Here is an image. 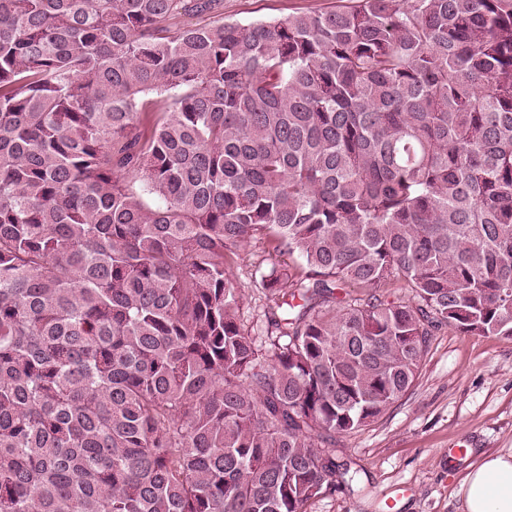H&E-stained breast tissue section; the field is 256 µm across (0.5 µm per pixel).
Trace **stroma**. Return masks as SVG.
<instances>
[{"label": "stroma", "mask_w": 512, "mask_h": 512, "mask_svg": "<svg viewBox=\"0 0 512 512\" xmlns=\"http://www.w3.org/2000/svg\"><path fill=\"white\" fill-rule=\"evenodd\" d=\"M336 0H218L185 25L249 23L296 12L327 11ZM298 258L263 240L240 251L230 272L245 290L242 316L259 323L268 300L258 284L271 267L295 270ZM465 440L466 451L451 447ZM512 448V336H480L442 326L434 331L413 387L377 421L337 438L336 452L357 472L309 502L307 512H456L455 490L480 452Z\"/></svg>", "instance_id": "35a3bbf8"}]
</instances>
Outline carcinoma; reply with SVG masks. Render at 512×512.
<instances>
[{"mask_svg":"<svg viewBox=\"0 0 512 512\" xmlns=\"http://www.w3.org/2000/svg\"><path fill=\"white\" fill-rule=\"evenodd\" d=\"M211 2L0 0V512H306L435 329L512 336V0ZM217 7L205 15H186L185 25L204 24L213 20L249 23L258 20L283 19L296 12L327 11L336 0H219ZM239 257L232 265L230 272L233 278L240 283L245 290L244 306L242 316L247 326L261 325V315L268 303L267 297L259 290L258 283L261 276L273 266L286 268L293 272L301 264L296 256L289 257L288 254L281 255L272 250L264 240H252L239 252Z\"/></svg>","mask_w":512,"mask_h":512,"instance_id":"cac0c4a2","label":"carcinoma"}]
</instances>
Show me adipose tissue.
<instances>
[{"label": "adipose tissue", "instance_id": "adipose-tissue-1", "mask_svg": "<svg viewBox=\"0 0 512 512\" xmlns=\"http://www.w3.org/2000/svg\"><path fill=\"white\" fill-rule=\"evenodd\" d=\"M455 496L460 512H512V448L482 453Z\"/></svg>", "mask_w": 512, "mask_h": 512}]
</instances>
